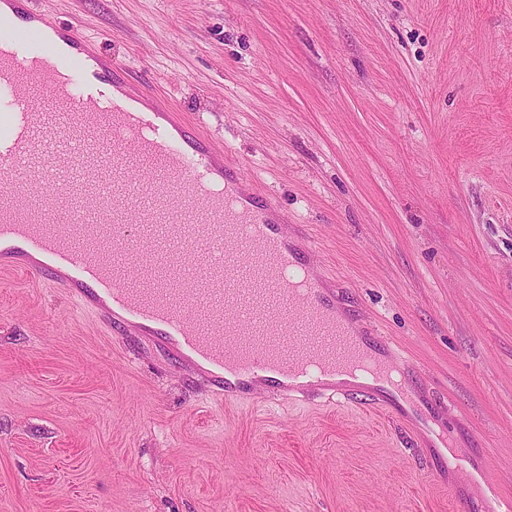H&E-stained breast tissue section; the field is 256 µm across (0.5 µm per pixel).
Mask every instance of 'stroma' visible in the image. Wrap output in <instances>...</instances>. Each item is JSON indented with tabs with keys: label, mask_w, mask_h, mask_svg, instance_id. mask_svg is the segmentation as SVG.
Instances as JSON below:
<instances>
[{
	"label": "stroma",
	"mask_w": 512,
	"mask_h": 512,
	"mask_svg": "<svg viewBox=\"0 0 512 512\" xmlns=\"http://www.w3.org/2000/svg\"><path fill=\"white\" fill-rule=\"evenodd\" d=\"M204 125L345 312L372 396L211 404L157 340L0 267V512H488L512 496V0H33ZM489 476L466 486L439 438Z\"/></svg>",
	"instance_id": "stroma-1"
}]
</instances>
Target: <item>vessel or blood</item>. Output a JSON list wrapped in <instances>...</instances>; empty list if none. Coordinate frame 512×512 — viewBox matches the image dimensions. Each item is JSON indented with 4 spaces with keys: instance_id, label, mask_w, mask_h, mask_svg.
I'll return each instance as SVG.
<instances>
[{
    "instance_id": "obj_1",
    "label": "vessel or blood",
    "mask_w": 512,
    "mask_h": 512,
    "mask_svg": "<svg viewBox=\"0 0 512 512\" xmlns=\"http://www.w3.org/2000/svg\"><path fill=\"white\" fill-rule=\"evenodd\" d=\"M6 2L24 23L0 27V241L39 256L30 275L88 311L106 299L114 326L195 361L215 404L314 390L341 406L350 391L329 378L363 362L413 404L410 365L338 315L309 273L315 239L283 234L279 204L244 192L220 142L202 127L171 135L174 112L156 127V110L114 93L124 64L31 0Z\"/></svg>"
}]
</instances>
